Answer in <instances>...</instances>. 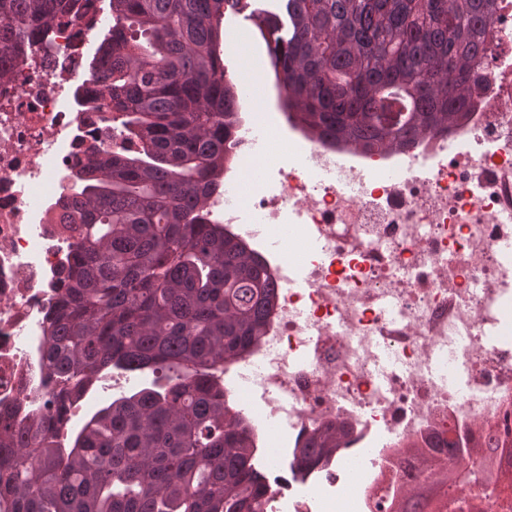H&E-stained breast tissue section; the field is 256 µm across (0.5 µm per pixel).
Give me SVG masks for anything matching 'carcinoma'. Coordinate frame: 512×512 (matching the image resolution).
<instances>
[{"instance_id": "cac0c4a2", "label": "carcinoma", "mask_w": 512, "mask_h": 512, "mask_svg": "<svg viewBox=\"0 0 512 512\" xmlns=\"http://www.w3.org/2000/svg\"><path fill=\"white\" fill-rule=\"evenodd\" d=\"M241 0H109L80 110L123 142L75 176L70 285L44 330L61 430L0 422V496L15 512H259L256 427L232 408L224 366L264 335L276 287L224 225L205 221L241 116L221 53ZM495 0H279L254 26L279 76L280 110L322 143L406 148L457 124L484 76ZM67 0H0V81ZM112 368L148 385L68 425ZM343 422L309 435L295 463L340 454ZM483 444L512 448L504 420Z\"/></svg>"}]
</instances>
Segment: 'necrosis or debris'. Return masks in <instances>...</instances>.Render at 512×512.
<instances>
[{
    "label": "necrosis or debris",
    "mask_w": 512,
    "mask_h": 512,
    "mask_svg": "<svg viewBox=\"0 0 512 512\" xmlns=\"http://www.w3.org/2000/svg\"><path fill=\"white\" fill-rule=\"evenodd\" d=\"M100 17L99 0H77L0 83V420L21 425L55 386L37 346L78 242L64 175L120 140L75 104ZM491 27L490 86L461 125L401 154L351 153L339 184L284 157L245 180L243 135L209 196L211 221L271 276L279 259L240 218L286 236L309 280L278 291L261 342L234 361L263 370L257 421L286 419L293 445L336 419L350 427L342 456L321 465L332 487L292 473L268 487L263 512H379L403 492L408 446L427 458L433 438L455 441L457 466L470 436L512 411V260L501 250L512 241V0H497ZM383 349L399 368L381 379ZM370 448L375 467L349 473Z\"/></svg>",
    "instance_id": "4bbe7bcc"
}]
</instances>
